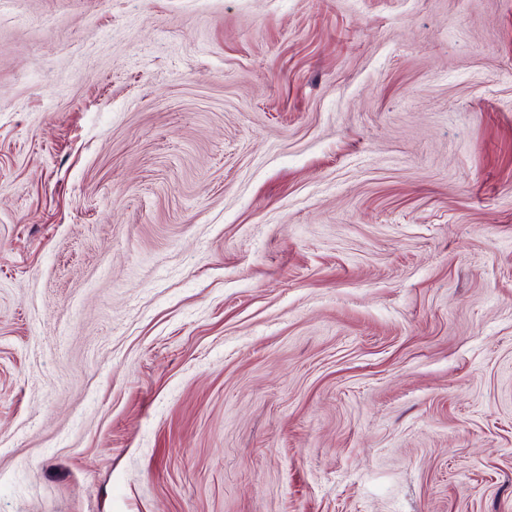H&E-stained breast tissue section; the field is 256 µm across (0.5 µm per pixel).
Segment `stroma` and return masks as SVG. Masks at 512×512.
I'll return each mask as SVG.
<instances>
[{
    "instance_id": "35a3bbf8",
    "label": "stroma",
    "mask_w": 512,
    "mask_h": 512,
    "mask_svg": "<svg viewBox=\"0 0 512 512\" xmlns=\"http://www.w3.org/2000/svg\"><path fill=\"white\" fill-rule=\"evenodd\" d=\"M0 512H512V0H0Z\"/></svg>"
}]
</instances>
